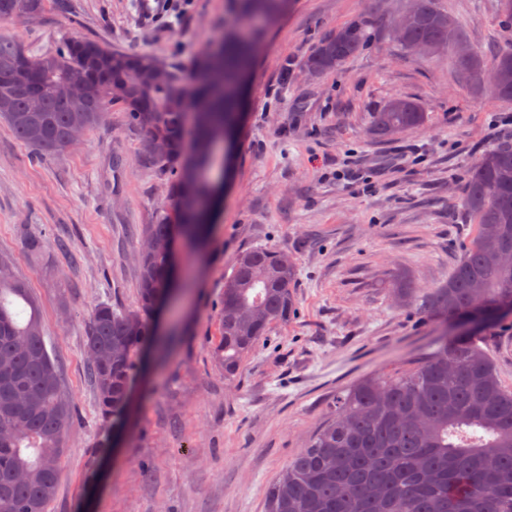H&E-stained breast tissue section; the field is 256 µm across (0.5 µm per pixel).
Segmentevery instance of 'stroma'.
<instances>
[{
    "mask_svg": "<svg viewBox=\"0 0 512 512\" xmlns=\"http://www.w3.org/2000/svg\"><path fill=\"white\" fill-rule=\"evenodd\" d=\"M496 2L437 5L489 56L512 47ZM410 4L294 0L268 27L210 230L176 243L187 286L157 318L176 341L146 354L117 429L99 412L84 328L98 304L135 306L140 233L165 205L164 187L141 166L140 134L120 109L47 159L0 124V254L42 306L73 405L47 512H264L268 487L337 392L411 367L439 335L421 297L447 283L474 232L460 204L466 174L512 138V101L475 94L447 51L404 52L391 23ZM237 18L236 0H48L8 31L37 53L78 35L187 71ZM360 19L370 31L363 50L334 72L304 70L319 40ZM398 97L421 106L423 128L369 135L373 112ZM31 238L39 250L27 247ZM253 247L291 258L297 304L228 381L212 357L224 278ZM107 438L100 474L87 483V451Z\"/></svg>",
    "mask_w": 512,
    "mask_h": 512,
    "instance_id": "stroma-1",
    "label": "stroma"
}]
</instances>
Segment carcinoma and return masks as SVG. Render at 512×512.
Here are the masks:
<instances>
[{"instance_id":"cac0c4a2","label":"carcinoma","mask_w":512,"mask_h":512,"mask_svg":"<svg viewBox=\"0 0 512 512\" xmlns=\"http://www.w3.org/2000/svg\"><path fill=\"white\" fill-rule=\"evenodd\" d=\"M291 0H238L239 21L223 48L194 65L198 82L149 53H128L73 36L54 50L30 52L0 32V123L36 155L67 148L70 130L89 132L112 108L140 131L141 165L164 177L170 204L143 227L141 240L180 234L196 240L215 209L217 187L242 122V81L263 37V25ZM45 0H0V26L42 11ZM416 19L396 36L402 48L435 43L477 93L512 100V51L492 59L461 57V27L435 0H414ZM368 42V24L351 23L319 41L303 66L336 70ZM498 87L484 82L487 70ZM58 83L76 92L54 96ZM42 93L32 112L29 96ZM425 113L395 98L373 113L371 132L386 137L416 129ZM476 233L448 283L424 296L421 308L448 326L411 370L366 376L340 390L329 417L288 462L266 495V512H512V390L502 385L483 348V332L512 318V141L483 153L469 169L461 199ZM256 247L239 253L224 277L215 362L231 381L243 359L276 322L296 308L293 265ZM137 305L101 303L85 325L88 370L102 414L125 411L150 317L170 295L173 256L138 253ZM73 409L57 362L48 352L42 317L26 283L0 256V512H45L55 498Z\"/></svg>"}]
</instances>
